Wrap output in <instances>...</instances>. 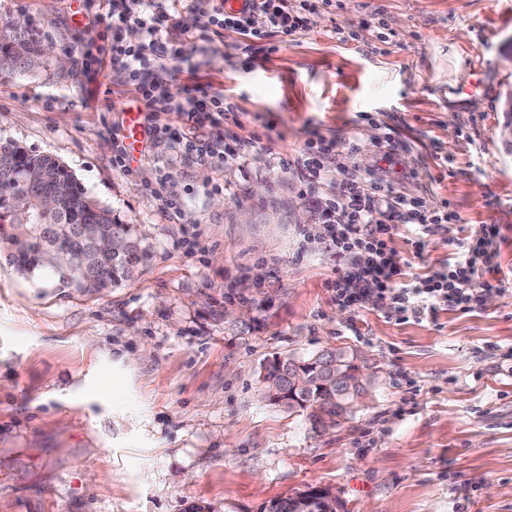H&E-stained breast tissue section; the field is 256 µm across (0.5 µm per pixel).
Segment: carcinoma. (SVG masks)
<instances>
[{
  "label": "carcinoma",
  "instance_id": "cac0c4a2",
  "mask_svg": "<svg viewBox=\"0 0 512 512\" xmlns=\"http://www.w3.org/2000/svg\"><path fill=\"white\" fill-rule=\"evenodd\" d=\"M45 46L31 29H16L0 22V75L21 73L39 58ZM39 176L30 185L24 174ZM13 181L16 191L0 198V223L26 229V239L0 232V248L10 251V261L25 277L47 273L57 288H71L83 281L81 291L101 293L130 284L150 248L131 224L89 198L75 175L60 160L36 154L17 144L0 143V181ZM50 193L55 209L43 211L40 199ZM75 253L71 268L47 263L51 247ZM338 349H323L307 358L274 356L263 363L262 397L271 405L306 416L317 433L335 427L350 415L340 401L346 383L325 364L336 359ZM338 501L329 490L311 487L294 496L273 499L264 512H337Z\"/></svg>",
  "mask_w": 512,
  "mask_h": 512
}]
</instances>
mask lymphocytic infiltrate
<instances>
[{"label": "lymphocytic infiltrate", "instance_id": "f902f5d3", "mask_svg": "<svg viewBox=\"0 0 512 512\" xmlns=\"http://www.w3.org/2000/svg\"><path fill=\"white\" fill-rule=\"evenodd\" d=\"M112 15L119 23L133 22L145 28L149 43L114 48L112 61L122 67L147 107H163L177 112L184 123L174 134L185 153L197 150L187 129L204 123L219 124L224 118V103L191 97L188 90H173L167 82L168 71L162 58L153 54L151 40L157 37L169 18L162 0H151V13L137 11L141 0H118ZM261 14L268 28L293 35L302 27V19L288 8V0H254L251 14L225 13L223 5L213 8V22L221 28L250 23L252 14ZM336 145L323 138L306 141L300 163L307 173L308 193H317L323 183L324 159L335 156ZM328 218L326 248L336 259L339 272L331 288L337 305L358 311L362 305H390L403 319L435 316L443 307L464 313L475 311L482 303L487 284L480 279L479 260L482 243L460 247L452 262L423 276L407 277L391 246L399 225H412L410 244L422 251L432 224L448 220V213L425 215L414 198L394 191L375 178L349 175L336 188L323 210Z\"/></svg>", "mask_w": 512, "mask_h": 512}]
</instances>
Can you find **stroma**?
I'll return each instance as SVG.
<instances>
[{
    "instance_id": "35a3bbf8",
    "label": "stroma",
    "mask_w": 512,
    "mask_h": 512,
    "mask_svg": "<svg viewBox=\"0 0 512 512\" xmlns=\"http://www.w3.org/2000/svg\"><path fill=\"white\" fill-rule=\"evenodd\" d=\"M211 9L178 0L161 38L185 48L174 88L233 110L202 144H252L221 165L174 144L179 116L146 109L121 67H86L145 40L113 25L110 0H0L46 47L0 76V142L60 159L152 250L104 294L42 287L0 258V512H262L311 486L340 512H512V0H310L286 38L218 28ZM130 111L157 134L124 171L112 139ZM314 134L340 152L317 197L298 162ZM353 171L450 213L421 254L395 236L407 275L483 236L504 289L408 322L338 306L320 198ZM259 193L302 223H238ZM330 347L360 353L369 394L317 434L262 399L260 366Z\"/></svg>"
}]
</instances>
